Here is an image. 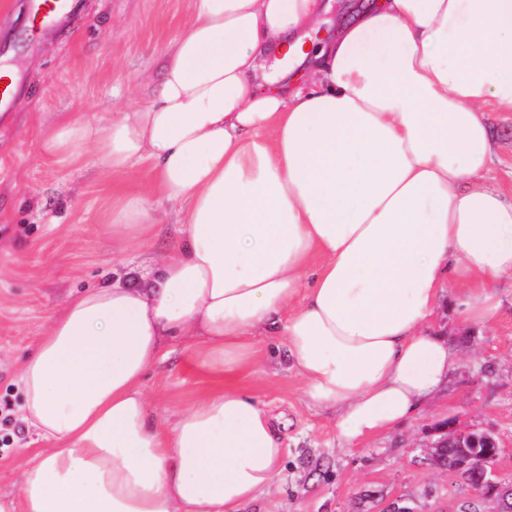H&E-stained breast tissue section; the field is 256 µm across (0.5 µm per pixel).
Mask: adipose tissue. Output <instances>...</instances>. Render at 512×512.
Returning <instances> with one entry per match:
<instances>
[{
  "instance_id": "obj_1",
  "label": "adipose tissue",
  "mask_w": 512,
  "mask_h": 512,
  "mask_svg": "<svg viewBox=\"0 0 512 512\" xmlns=\"http://www.w3.org/2000/svg\"><path fill=\"white\" fill-rule=\"evenodd\" d=\"M327 0H192L156 100L59 117L43 154L104 175L149 160L183 236L70 295L21 363L30 449L0 512H245L282 473L279 415L240 384L283 337L306 400L352 447L409 421L459 351L446 290L487 324L512 276V198L490 182L512 113V0H371L313 53ZM137 240L147 198L120 192ZM182 344L213 385L158 422L146 372Z\"/></svg>"
}]
</instances>
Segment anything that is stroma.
Masks as SVG:
<instances>
[{
  "label": "stroma",
  "instance_id": "stroma-1",
  "mask_svg": "<svg viewBox=\"0 0 512 512\" xmlns=\"http://www.w3.org/2000/svg\"><path fill=\"white\" fill-rule=\"evenodd\" d=\"M80 18L41 33L28 23L29 0H0V69L23 85L11 115L0 121V417L19 419V366L68 295L125 273L127 258L170 250L180 237L177 204L153 194L150 162L132 175L104 181L95 158L77 166L46 161L40 130L60 116L111 119L141 107L159 89L165 50L191 17L188 0H79ZM496 186L512 190V114L492 116ZM151 197L150 230L118 246L106 222L112 192ZM501 306L487 325H464L454 293H446L433 327L462 354L448 389L391 432L354 447L336 435L332 411L310 404L290 369L282 340L259 337L260 371L242 384L281 414L287 455L279 480L252 512H381L401 501L412 512H460L474 497L459 474L434 465L426 446L456 422L495 435L497 469L512 478V283L495 289ZM144 386L159 418L206 389L181 344L148 372ZM0 447V493L18 491L25 450L33 439L12 424Z\"/></svg>",
  "mask_w": 512,
  "mask_h": 512
}]
</instances>
